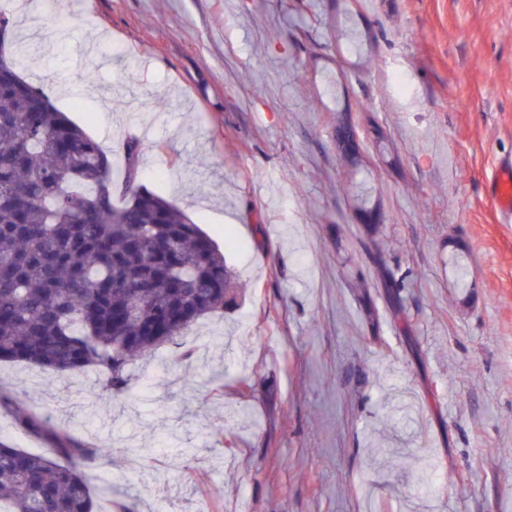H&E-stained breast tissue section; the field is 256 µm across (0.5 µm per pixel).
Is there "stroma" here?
<instances>
[{
  "label": "stroma",
  "instance_id": "obj_1",
  "mask_svg": "<svg viewBox=\"0 0 512 512\" xmlns=\"http://www.w3.org/2000/svg\"><path fill=\"white\" fill-rule=\"evenodd\" d=\"M9 9L22 76L114 181L137 139L141 184L216 244L232 234L247 288L135 364L117 399L91 371L0 363V436L41 448L15 422L30 410L107 441L92 482L133 512H512V222L492 198L512 159V0ZM341 121L355 157L336 149Z\"/></svg>",
  "mask_w": 512,
  "mask_h": 512
}]
</instances>
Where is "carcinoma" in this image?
<instances>
[{"mask_svg": "<svg viewBox=\"0 0 512 512\" xmlns=\"http://www.w3.org/2000/svg\"><path fill=\"white\" fill-rule=\"evenodd\" d=\"M0 12V362L49 376L93 370L113 395L130 367L224 311L240 285L224 253L177 205L142 184L139 143L124 145V178L107 153L20 76ZM119 195L121 203L112 201ZM47 453L0 438V512H98L89 471L112 454L23 413Z\"/></svg>", "mask_w": 512, "mask_h": 512, "instance_id": "1", "label": "carcinoma"}]
</instances>
